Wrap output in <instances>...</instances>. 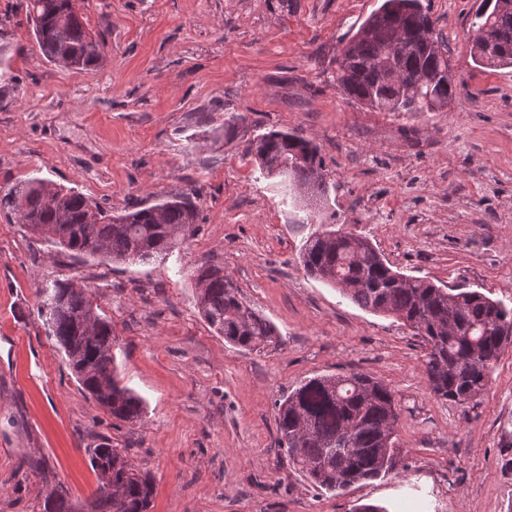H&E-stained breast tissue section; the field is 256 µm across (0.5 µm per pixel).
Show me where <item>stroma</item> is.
<instances>
[{
	"mask_svg": "<svg viewBox=\"0 0 512 512\" xmlns=\"http://www.w3.org/2000/svg\"><path fill=\"white\" fill-rule=\"evenodd\" d=\"M422 3L459 80L440 112H378L337 88L336 58L381 0H81L107 40L82 71L40 55L22 0H0V198L38 177L115 213L187 191L199 208L164 263L112 264L27 232L0 201V512H40L57 485L90 501L104 443L152 477L149 512H512V343L476 402H449L419 337L299 260L335 223L407 275L512 307V68L472 60L480 0ZM271 129L318 145L330 197L316 216L255 162ZM206 262L279 343L250 352L213 332L192 275ZM55 279L95 290L139 422L112 419L72 375L37 313ZM352 370L393 390L402 461L333 495L279 447L275 405Z\"/></svg>",
	"mask_w": 512,
	"mask_h": 512,
	"instance_id": "35a3bbf8",
	"label": "stroma"
}]
</instances>
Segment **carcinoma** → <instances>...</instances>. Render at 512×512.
<instances>
[{
	"mask_svg": "<svg viewBox=\"0 0 512 512\" xmlns=\"http://www.w3.org/2000/svg\"><path fill=\"white\" fill-rule=\"evenodd\" d=\"M26 12L43 57L75 70L103 62L106 36L91 33L72 0H28ZM471 53L482 67H512V9L482 0L475 13ZM421 0H383L342 49L336 85L380 112H435L456 93L448 50L434 35ZM260 169L285 176L308 200L323 205L328 184L318 147L297 132L270 130L252 143ZM5 199L19 223L74 255L112 262L149 263L168 258L178 241L195 235L194 196L174 195L152 206L112 215L80 193L63 192L44 179L14 186ZM306 273L373 313L392 315L426 345L424 370L432 391L457 404L485 390L490 371L512 340V308L478 291L438 286L392 268L374 246L334 224L306 241ZM199 311L227 343L261 351L278 342L275 325L242 301L224 270L203 264L195 271ZM38 314L63 351L82 388L113 418L135 423L144 400L122 383L112 353V322L92 309L91 288L55 280L41 291ZM400 409L392 390L359 371L314 377L277 403L280 446L306 479L336 493L396 471L402 448L396 435ZM101 477L84 512H149L153 485L116 448L91 451ZM43 512H78L56 486Z\"/></svg>",
	"mask_w": 512,
	"mask_h": 512,
	"instance_id": "obj_1",
	"label": "carcinoma"
}]
</instances>
